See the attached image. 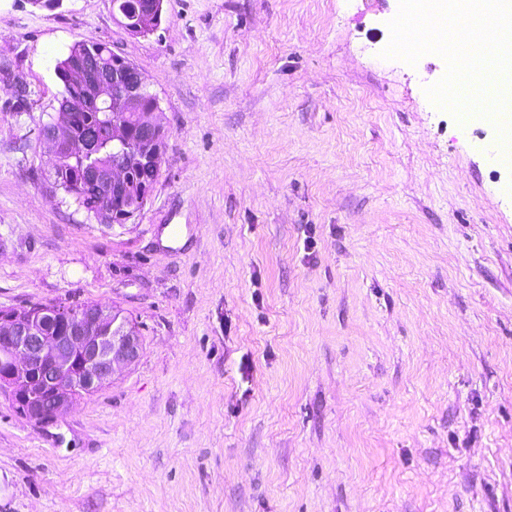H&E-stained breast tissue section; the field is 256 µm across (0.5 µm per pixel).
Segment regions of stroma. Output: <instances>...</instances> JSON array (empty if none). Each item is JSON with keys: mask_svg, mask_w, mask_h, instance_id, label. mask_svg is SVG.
Masks as SVG:
<instances>
[{"mask_svg": "<svg viewBox=\"0 0 512 512\" xmlns=\"http://www.w3.org/2000/svg\"><path fill=\"white\" fill-rule=\"evenodd\" d=\"M399 0H0V308L117 305L143 351L62 419L0 393V512H512V164L383 58ZM157 94L134 223L56 189L55 66ZM155 1L158 4V10L155 17L152 20L147 21L143 24H137V22L140 17L147 16L145 15L144 12L149 11L152 8L150 0H112V5L113 8H115L119 14H122L128 21L125 25V22H123L121 19V23L124 25L125 29L130 34L138 35L137 33L139 32L136 30L141 31V34H144L154 30V28H156L159 25V22L161 21L160 16L162 11L163 0ZM127 26L132 27V29H128ZM134 27L136 28V30L134 29Z\"/></svg>", "mask_w": 512, "mask_h": 512, "instance_id": "stroma-1", "label": "stroma"}]
</instances>
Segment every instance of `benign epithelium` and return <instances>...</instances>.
<instances>
[{"instance_id":"benign-epithelium-1","label":"benign epithelium","mask_w":512,"mask_h":512,"mask_svg":"<svg viewBox=\"0 0 512 512\" xmlns=\"http://www.w3.org/2000/svg\"><path fill=\"white\" fill-rule=\"evenodd\" d=\"M74 68L89 87L83 100L87 107L116 114L130 102L152 100L141 116L138 138L131 137L123 120L112 118L114 162L111 175L100 179V193L115 203L123 195L129 166L163 155L166 130L153 119L160 111L159 100L146 76L119 54L110 67L97 57H84ZM94 143L92 134L69 141V151L80 161L74 176L98 177ZM111 211L112 223L132 224L141 209L114 206ZM142 346L141 336L110 305L66 311L52 306L35 311L0 308V391L26 419L53 424L72 408L78 394L100 388L135 362Z\"/></svg>"}]
</instances>
